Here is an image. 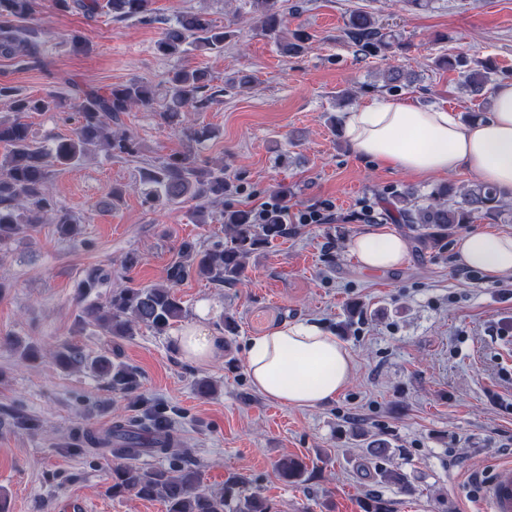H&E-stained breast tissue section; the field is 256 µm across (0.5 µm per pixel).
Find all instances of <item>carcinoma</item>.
Listing matches in <instances>:
<instances>
[{"instance_id":"carcinoma-1","label":"carcinoma","mask_w":512,"mask_h":512,"mask_svg":"<svg viewBox=\"0 0 512 512\" xmlns=\"http://www.w3.org/2000/svg\"><path fill=\"white\" fill-rule=\"evenodd\" d=\"M152 0H53L55 9L83 11L92 18L101 8L115 20H155ZM277 0H250L260 4L264 12L257 23L277 42L285 57L304 50L308 37L299 32L295 42L281 41L283 14L274 9ZM347 30L359 50L368 53L389 52L399 46L397 39L382 31L372 16L364 11L350 15ZM45 29L36 17L35 0H0V55L17 59L23 68L44 65ZM231 32L201 13L182 15L165 22L157 50L164 56L178 57L191 51L221 54ZM496 71L468 69L459 82L460 90L471 95L485 94L494 83ZM224 89L212 85L211 75L202 69L178 68L168 76L163 87L134 79L114 85L105 94L73 87L70 97L57 94L31 97L20 94L8 84L0 83V99L10 103L14 112L11 121L0 120V246L32 230L48 220L55 225L60 238L76 240L82 235V218L62 206L52 192L54 174L82 164L91 151L99 149L113 158L133 157L138 148L125 131L112 129L121 115L134 106L159 115L163 123L178 125L180 113L200 111L220 101ZM69 103L77 123L73 134L46 147L37 142L25 117L31 112H49ZM185 142L184 151L163 161L148 163L139 172V182L149 206L170 207L196 202V223L206 224L210 212L205 202L224 197V163L205 165L200 160L199 146L212 135L207 126L179 125ZM392 208L408 224L412 239L419 247H441L456 227L471 224L478 217L497 219L505 212L501 193L493 186L473 183L460 190L453 185L435 187L424 202L411 192L393 195ZM225 241L201 247L185 241L179 249L180 260L166 270V283L144 288H115L106 303L89 302L82 307L79 322L94 324L107 335L128 338L142 327L158 334L167 332L185 317L177 286L191 275L216 283H235L244 275L249 259L266 245L287 234L288 227L279 223V214L272 213L265 224H256L252 211L238 208L223 212ZM110 278V272L93 268L81 283L87 295ZM52 359L61 368L83 365L108 379L113 391L144 408L138 428L118 423L104 438L110 447L113 462L108 493L112 497L133 495L143 500H159L165 512H272L268 499L242 494L244 480L232 475L218 491L202 486L199 470L173 453L167 408L159 402L150 403L140 393L138 370L107 355L91 360L68 343L59 344ZM367 454L385 459L394 454L382 438L367 441ZM146 452L172 454L166 467L145 469L134 463ZM279 477L288 483L304 481L305 465L298 458L285 457L276 464Z\"/></svg>"}]
</instances>
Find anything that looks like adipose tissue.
Here are the masks:
<instances>
[{"instance_id":"1","label":"adipose tissue","mask_w":512,"mask_h":512,"mask_svg":"<svg viewBox=\"0 0 512 512\" xmlns=\"http://www.w3.org/2000/svg\"><path fill=\"white\" fill-rule=\"evenodd\" d=\"M490 100V118L465 123L448 110L377 98L348 113L345 137L357 157L416 177L464 169L511 197L512 82L495 85ZM348 248L371 270L402 265L409 250L406 238L391 230L358 233ZM456 251L459 266L512 280V235L468 233L460 237ZM207 313V306H200L198 322L176 339L187 360L206 363L222 350V338L204 324ZM245 368L253 388L265 398L292 408H316L347 387L353 360L336 337L317 325L296 323L252 337Z\"/></svg>"}]
</instances>
